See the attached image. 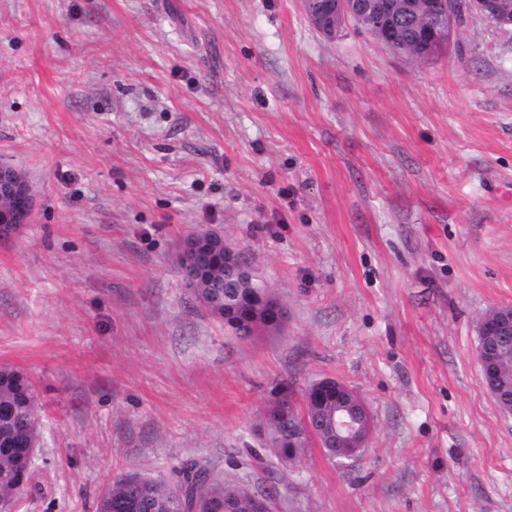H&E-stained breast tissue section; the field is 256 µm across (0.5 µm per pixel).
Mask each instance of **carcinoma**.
Segmentation results:
<instances>
[{
  "instance_id": "1",
  "label": "carcinoma",
  "mask_w": 512,
  "mask_h": 512,
  "mask_svg": "<svg viewBox=\"0 0 512 512\" xmlns=\"http://www.w3.org/2000/svg\"><path fill=\"white\" fill-rule=\"evenodd\" d=\"M399 53L423 60L414 44L416 24L406 21L401 31ZM186 290L213 317L224 321L241 339H249L261 324H245L244 305L235 302L238 295L266 289L258 281L250 288H233L224 279V268H214L207 279ZM316 384L303 393L302 407L288 400V413L276 421L263 419L264 434L258 445L243 443L241 457L253 469L288 472L308 452L309 429L318 428L319 409L336 410V403L325 405L312 402ZM39 424L35 389L30 380L5 365L0 366V476L5 472L23 475V481L6 484L0 479V499L12 501L23 494H42L33 464L19 447L21 439ZM264 500L265 512H272L276 495L270 490L256 492L245 485L224 482L214 464L203 458H189L173 466L166 476L132 470L115 479L99 498L97 512H172L171 504L180 499V512H256L255 497Z\"/></svg>"
}]
</instances>
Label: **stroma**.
Instances as JSON below:
<instances>
[{
  "mask_svg": "<svg viewBox=\"0 0 512 512\" xmlns=\"http://www.w3.org/2000/svg\"><path fill=\"white\" fill-rule=\"evenodd\" d=\"M0 161L32 187L0 237V365L36 384L43 496L96 512L125 471L244 469L266 407L333 378L369 406L278 512H512V416L478 320L512 307V31L465 16L417 62L300 0H0ZM219 232L284 307L241 340L175 264ZM215 233L217 232L206 231L199 237H186L183 240L179 250L182 263L185 266L195 264L203 252V249L206 248L215 239Z\"/></svg>",
  "mask_w": 512,
  "mask_h": 512,
  "instance_id": "obj_1",
  "label": "stroma"
}]
</instances>
